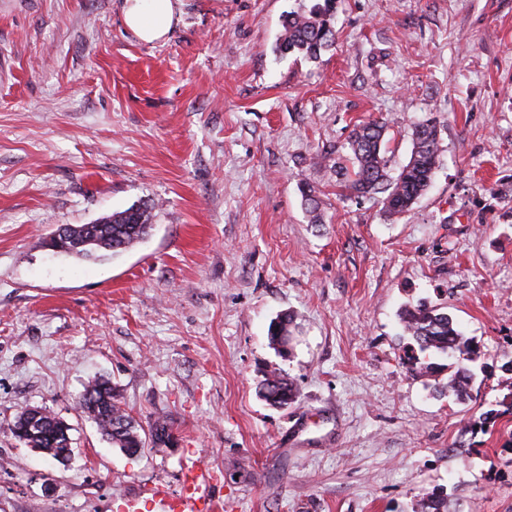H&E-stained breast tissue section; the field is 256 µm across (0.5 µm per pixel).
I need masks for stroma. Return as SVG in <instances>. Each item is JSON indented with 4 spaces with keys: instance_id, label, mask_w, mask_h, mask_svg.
<instances>
[{
    "instance_id": "1",
    "label": "stroma",
    "mask_w": 512,
    "mask_h": 512,
    "mask_svg": "<svg viewBox=\"0 0 512 512\" xmlns=\"http://www.w3.org/2000/svg\"><path fill=\"white\" fill-rule=\"evenodd\" d=\"M313 0H177L145 43L124 0H0V512H117L185 466L224 512H512V0H338L336 47L282 56ZM385 119L398 174L415 124L442 162L412 209L348 199L330 160ZM313 187L323 223L306 212ZM147 203L150 235L95 261L45 241ZM446 306L478 346L471 397L404 364L408 302ZM296 317L288 355L268 338ZM280 367L295 403L258 384ZM111 380L173 442L129 456L77 401ZM41 406L68 464L16 439Z\"/></svg>"
}]
</instances>
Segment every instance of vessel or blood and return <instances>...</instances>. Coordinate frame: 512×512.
Returning a JSON list of instances; mask_svg holds the SVG:
<instances>
[{"mask_svg":"<svg viewBox=\"0 0 512 512\" xmlns=\"http://www.w3.org/2000/svg\"><path fill=\"white\" fill-rule=\"evenodd\" d=\"M159 503L165 512H218L219 502L211 492V477L202 466H192L185 476L181 492H171L167 485L155 483L145 489L144 496H123L118 500V512H139L142 498Z\"/></svg>","mask_w":512,"mask_h":512,"instance_id":"1","label":"vessel or blood"}]
</instances>
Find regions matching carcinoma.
<instances>
[{
    "label": "carcinoma",
    "mask_w": 512,
    "mask_h": 512,
    "mask_svg": "<svg viewBox=\"0 0 512 512\" xmlns=\"http://www.w3.org/2000/svg\"><path fill=\"white\" fill-rule=\"evenodd\" d=\"M338 0H317L309 9L290 12L283 21V33L276 45L282 55L298 53L308 59L318 58L336 43L334 16ZM387 122L381 119L362 121L348 137L349 154L333 162L339 184L354 197L382 195V204L391 215L409 211L428 190L441 162V148L437 122L427 119L413 130L412 151L397 176L387 171L384 140ZM306 209L313 213V223H322L315 190L301 189ZM153 207L142 203L103 217L97 224H70L67 234L52 244L56 252L76 258L92 260L102 253L117 254L143 241L153 229ZM404 335L413 345L405 354L409 370L422 376L433 377L441 369L435 363L420 361L416 352L428 355H456L472 361L476 347L472 339L464 336L452 317L442 308L420 302L406 305L400 314ZM294 322L288 313L278 315L268 329L270 343L279 344V336ZM469 370L460 366L448 376V390L463 399L469 396ZM259 392L272 406L283 407L296 399L293 383L278 368L264 373ZM80 409L97 424L101 434L113 446L129 456L140 453L147 444L168 446L172 442L167 421L157 418L148 435L140 433V426L121 407V401L112 383L104 379L92 381L81 395ZM64 422L43 408H26L13 420L11 431L15 437L44 454L61 460L70 453L64 434ZM415 512H447L445 499L432 491L417 501Z\"/></svg>",
    "instance_id": "carcinoma-1"
}]
</instances>
